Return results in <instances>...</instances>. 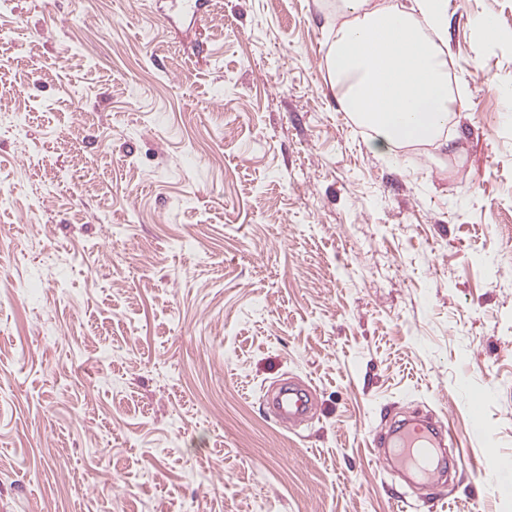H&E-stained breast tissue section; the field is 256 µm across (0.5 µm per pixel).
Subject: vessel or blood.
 Instances as JSON below:
<instances>
[{"instance_id":"b4317fda","label":"vessel or blood","mask_w":512,"mask_h":512,"mask_svg":"<svg viewBox=\"0 0 512 512\" xmlns=\"http://www.w3.org/2000/svg\"><path fill=\"white\" fill-rule=\"evenodd\" d=\"M270 404L280 421L298 422L310 410V392L298 384L281 385ZM454 437L443 423L417 416L403 419L395 435H379L372 441L379 463L411 473L421 487L439 483L443 473L440 463L447 456V445Z\"/></svg>"}]
</instances>
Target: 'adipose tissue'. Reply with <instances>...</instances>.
I'll return each mask as SVG.
<instances>
[{"instance_id":"adipose-tissue-1","label":"adipose tissue","mask_w":512,"mask_h":512,"mask_svg":"<svg viewBox=\"0 0 512 512\" xmlns=\"http://www.w3.org/2000/svg\"><path fill=\"white\" fill-rule=\"evenodd\" d=\"M342 21L324 57L343 111L370 150L439 144L454 111L448 80V0H339Z\"/></svg>"}]
</instances>
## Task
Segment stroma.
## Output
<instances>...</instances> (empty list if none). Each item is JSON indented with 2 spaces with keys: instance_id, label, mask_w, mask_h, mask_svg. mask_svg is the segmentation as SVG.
I'll return each mask as SVG.
<instances>
[{
  "instance_id": "stroma-1",
  "label": "stroma",
  "mask_w": 512,
  "mask_h": 512,
  "mask_svg": "<svg viewBox=\"0 0 512 512\" xmlns=\"http://www.w3.org/2000/svg\"><path fill=\"white\" fill-rule=\"evenodd\" d=\"M335 26L0 13V512H428L369 447L412 409L465 459L438 512H512L478 478L512 468V0H448L450 146L391 160L329 86ZM270 404L280 421L299 422L309 413L310 392L303 386L287 382L281 385Z\"/></svg>"
}]
</instances>
